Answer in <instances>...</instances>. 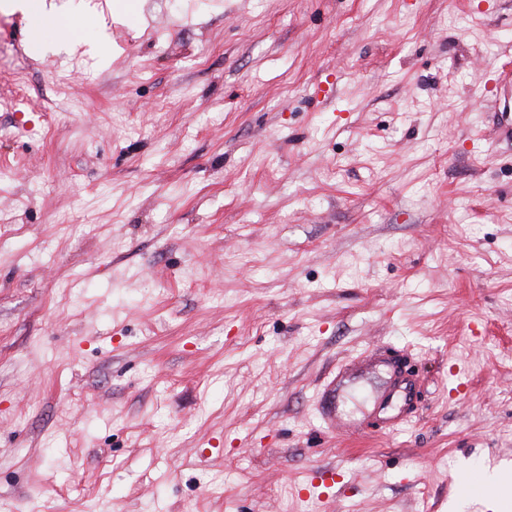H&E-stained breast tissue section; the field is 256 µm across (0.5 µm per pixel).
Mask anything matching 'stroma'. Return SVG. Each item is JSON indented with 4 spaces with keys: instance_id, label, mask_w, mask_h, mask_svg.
Wrapping results in <instances>:
<instances>
[{
    "instance_id": "35a3bbf8",
    "label": "stroma",
    "mask_w": 512,
    "mask_h": 512,
    "mask_svg": "<svg viewBox=\"0 0 512 512\" xmlns=\"http://www.w3.org/2000/svg\"><path fill=\"white\" fill-rule=\"evenodd\" d=\"M0 12V512H448L512 462V0ZM402 355L383 434L361 376ZM8 3L3 4L6 9L13 8L20 10L24 14L33 13L37 17L38 24L45 31L60 29L63 26L65 16L57 13L53 5L47 8L46 1L31 0H6ZM372 354L366 355L357 361L340 368L336 376L325 386L320 403L319 411L322 418L337 435H344L350 428V424L344 417L338 406V393L342 384L351 377L358 375L371 366L373 362ZM385 362L389 366V374L391 375L390 388L378 396L376 401L377 409L383 412L389 407L391 408L394 396L399 393H402V398L404 399V404L399 408L397 414L384 418L386 426L383 430L386 433H391L397 424L418 410L419 400L412 389L409 378L405 375V370L401 364V357L393 355L385 359Z\"/></svg>"
}]
</instances>
